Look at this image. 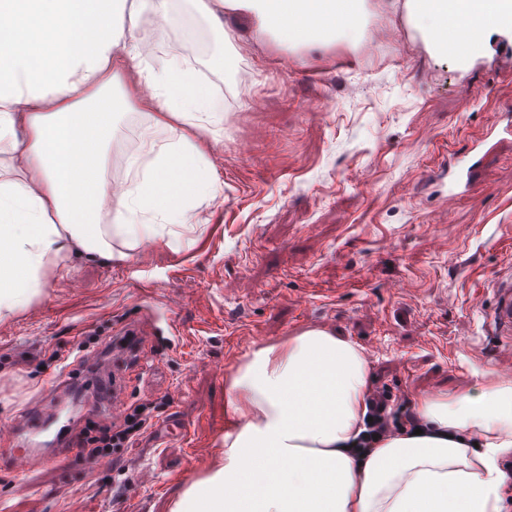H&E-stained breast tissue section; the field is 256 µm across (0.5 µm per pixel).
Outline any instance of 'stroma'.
I'll return each instance as SVG.
<instances>
[{
  "label": "stroma",
  "mask_w": 512,
  "mask_h": 512,
  "mask_svg": "<svg viewBox=\"0 0 512 512\" xmlns=\"http://www.w3.org/2000/svg\"><path fill=\"white\" fill-rule=\"evenodd\" d=\"M404 0H367L355 46L292 49L225 14L243 58L209 154L222 196L124 262L69 257L42 294L0 321V425L68 381L28 471L0 451V512H172L206 477L228 429L224 382L254 348L329 320L360 344L369 384L399 401L478 394L512 350L486 322L512 267V62L459 69L403 27ZM479 154L469 193L448 189L449 154ZM133 321L141 360L113 355L97 396L160 405L153 426L105 464L72 444L78 357ZM153 484L140 481L143 470Z\"/></svg>",
  "instance_id": "1"
}]
</instances>
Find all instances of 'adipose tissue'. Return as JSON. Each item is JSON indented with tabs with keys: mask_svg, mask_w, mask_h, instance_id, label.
Listing matches in <instances>:
<instances>
[{
	"mask_svg": "<svg viewBox=\"0 0 512 512\" xmlns=\"http://www.w3.org/2000/svg\"><path fill=\"white\" fill-rule=\"evenodd\" d=\"M227 11L297 48L361 33L359 12L336 0H0V318L69 254L122 261L145 239L175 246L166 226L222 193L189 131L223 118L209 74L239 68ZM173 35L203 39L202 68L172 53ZM125 128L152 147L116 201L102 173ZM368 371L362 347L326 329L252 350L224 388V462L175 512H499L512 382L418 398L430 431L386 438L358 461L347 444L363 429Z\"/></svg>",
	"mask_w": 512,
	"mask_h": 512,
	"instance_id": "ef3b65f1",
	"label": "adipose tissue"
}]
</instances>
